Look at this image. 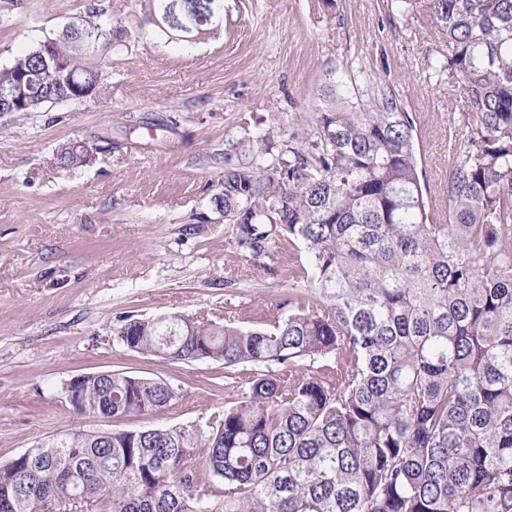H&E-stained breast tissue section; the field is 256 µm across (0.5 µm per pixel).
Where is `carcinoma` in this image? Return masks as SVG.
<instances>
[{
	"label": "carcinoma",
	"mask_w": 512,
	"mask_h": 512,
	"mask_svg": "<svg viewBox=\"0 0 512 512\" xmlns=\"http://www.w3.org/2000/svg\"><path fill=\"white\" fill-rule=\"evenodd\" d=\"M170 34H208L223 0H156ZM448 42L440 70L471 104L455 137L445 219L431 214L414 123L370 82L361 108L328 94L316 139L274 131L224 157L214 200L257 260L305 246L288 311L266 328L184 315L125 318L130 350L249 372L241 397L194 425L72 429L0 467V512H512V0H403ZM112 22L37 45L0 70V112L95 95ZM278 154L272 155V149ZM64 167L90 161L62 150ZM176 391L125 372L88 375L77 415H141Z\"/></svg>",
	"instance_id": "carcinoma-1"
}]
</instances>
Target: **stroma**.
I'll return each mask as SVG.
<instances>
[{
	"mask_svg": "<svg viewBox=\"0 0 512 512\" xmlns=\"http://www.w3.org/2000/svg\"><path fill=\"white\" fill-rule=\"evenodd\" d=\"M95 12L124 30L93 60L99 93L0 113V465L71 428L203 427L236 399L223 365L171 363L115 334L130 315L243 327L281 315L288 245L256 261L237 248L213 202L225 154L271 127L308 146L325 91L363 92L375 76L413 116L441 207L448 141L470 111L433 73L445 36L404 0H224L221 29L191 40L161 32L148 0H0V69ZM75 143L90 162L59 167ZM108 371L165 381L177 399L146 415H74L65 383Z\"/></svg>",
	"mask_w": 512,
	"mask_h": 512,
	"instance_id": "1",
	"label": "stroma"
}]
</instances>
